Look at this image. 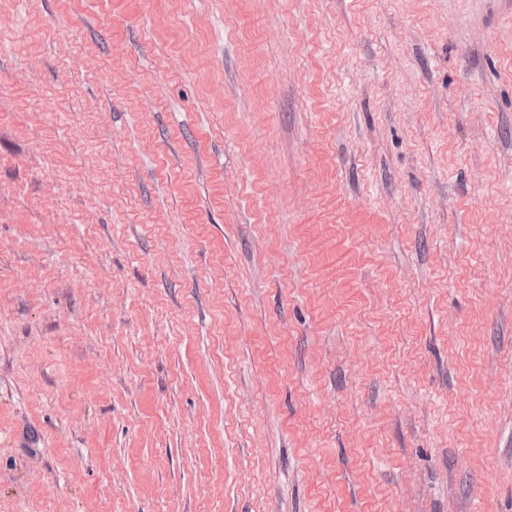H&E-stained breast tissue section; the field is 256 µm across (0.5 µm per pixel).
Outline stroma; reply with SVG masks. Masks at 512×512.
Segmentation results:
<instances>
[{"label": "stroma", "mask_w": 512, "mask_h": 512, "mask_svg": "<svg viewBox=\"0 0 512 512\" xmlns=\"http://www.w3.org/2000/svg\"><path fill=\"white\" fill-rule=\"evenodd\" d=\"M0 512H512V0H0Z\"/></svg>", "instance_id": "obj_1"}]
</instances>
